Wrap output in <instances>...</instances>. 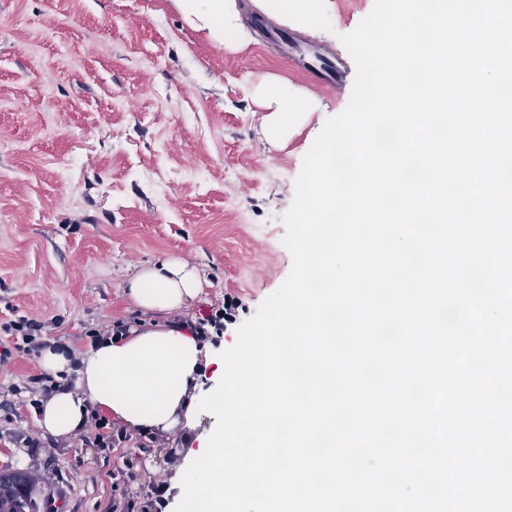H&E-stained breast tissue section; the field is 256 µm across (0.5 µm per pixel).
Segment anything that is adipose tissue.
<instances>
[{
	"instance_id": "obj_1",
	"label": "adipose tissue",
	"mask_w": 512,
	"mask_h": 512,
	"mask_svg": "<svg viewBox=\"0 0 512 512\" xmlns=\"http://www.w3.org/2000/svg\"><path fill=\"white\" fill-rule=\"evenodd\" d=\"M253 6L279 23L316 29L331 0H251ZM185 20L213 43L242 48L249 37L238 0H174ZM263 111L264 135L284 147L311 115L321 111L320 99L268 78L252 91ZM204 282L187 260L163 256L139 267L123 295L139 318L126 334L97 338L80 352L52 342L40 363L57 385L39 400L41 428L59 440L86 431L92 410L106 412L127 430L148 431L175 441L180 419L186 418L199 387L202 363L209 350L191 333L184 319L188 305Z\"/></svg>"
}]
</instances>
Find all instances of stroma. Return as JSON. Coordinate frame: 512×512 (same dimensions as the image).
<instances>
[{
  "label": "stroma",
  "instance_id": "obj_1",
  "mask_svg": "<svg viewBox=\"0 0 512 512\" xmlns=\"http://www.w3.org/2000/svg\"><path fill=\"white\" fill-rule=\"evenodd\" d=\"M373 4L332 0L319 32L296 35L336 56V91L287 65L276 44H211L173 0H0V351H12L0 364V470L36 477L40 512H106L161 481L164 512H174L191 453L216 418L199 413L161 447L135 438L98 447L81 436L31 447L40 391L23 379L42 367L4 324L41 321L87 350L96 329L134 323L127 279L159 254L176 255L207 281L188 316L228 297L240 303L223 334L207 339L208 391L217 357L291 270L281 217L304 155L351 97L356 68L340 37ZM267 76L325 106L283 150L264 139L249 96Z\"/></svg>",
  "mask_w": 512,
  "mask_h": 512
}]
</instances>
